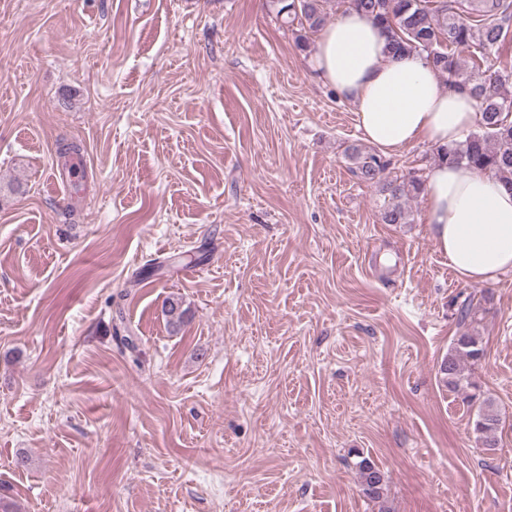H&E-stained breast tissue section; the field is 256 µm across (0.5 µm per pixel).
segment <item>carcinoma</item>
<instances>
[{
    "label": "carcinoma",
    "mask_w": 512,
    "mask_h": 512,
    "mask_svg": "<svg viewBox=\"0 0 512 512\" xmlns=\"http://www.w3.org/2000/svg\"><path fill=\"white\" fill-rule=\"evenodd\" d=\"M277 14L297 23L302 34L297 47H310L307 34L320 31L331 0H270ZM371 19L385 34L389 53H415L423 57L446 81L469 90L478 104L481 121L478 130L454 146L436 149V160L479 170L497 178L512 189V94L504 90L512 73L491 70L505 38V26L512 22V0H342ZM352 173L360 180L374 183L387 199L382 220L386 224H407L410 213L403 200L420 194L423 181L407 182L385 175L386 164L376 153L352 147L348 152ZM168 324L179 328L189 309L182 301L166 303ZM485 358L479 337L469 333L458 336L440 365L442 382L449 390L462 392L470 403H478L474 431L485 448H494L502 424L493 400L475 393L477 384L466 373ZM362 493L385 507L388 485L385 473L371 461L359 462Z\"/></svg>",
    "instance_id": "carcinoma-1"
}]
</instances>
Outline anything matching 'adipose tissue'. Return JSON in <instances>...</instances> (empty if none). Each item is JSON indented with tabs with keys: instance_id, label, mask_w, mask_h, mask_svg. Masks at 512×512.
I'll return each instance as SVG.
<instances>
[{
	"instance_id": "ef3b65f1",
	"label": "adipose tissue",
	"mask_w": 512,
	"mask_h": 512,
	"mask_svg": "<svg viewBox=\"0 0 512 512\" xmlns=\"http://www.w3.org/2000/svg\"><path fill=\"white\" fill-rule=\"evenodd\" d=\"M311 63L356 107V126L383 153L426 142L451 146L481 120L467 89L444 83L421 56H395L380 28L341 11L316 40ZM425 222L455 277L486 284L512 269V191L484 172L435 164L425 177Z\"/></svg>"
}]
</instances>
